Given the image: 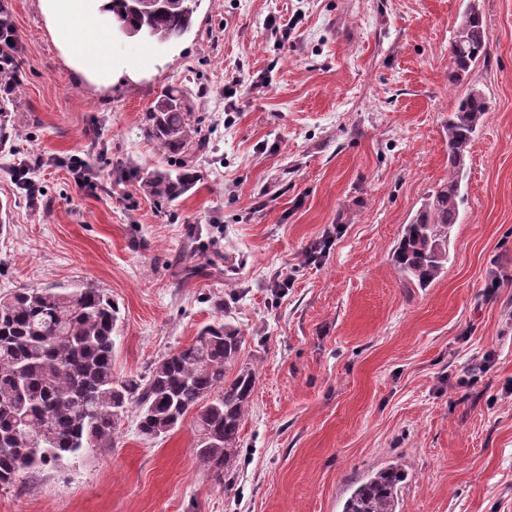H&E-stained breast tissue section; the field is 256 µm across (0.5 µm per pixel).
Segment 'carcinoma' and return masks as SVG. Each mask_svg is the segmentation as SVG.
Returning a JSON list of instances; mask_svg holds the SVG:
<instances>
[{"instance_id":"1","label":"carcinoma","mask_w":512,"mask_h":512,"mask_svg":"<svg viewBox=\"0 0 512 512\" xmlns=\"http://www.w3.org/2000/svg\"><path fill=\"white\" fill-rule=\"evenodd\" d=\"M197 0H154L148 11L138 0H112L119 32L154 45L188 33ZM467 28L453 31L452 83L463 81L486 56L487 34L476 3ZM488 102L471 87L448 115V180L422 198L404 225L395 263L402 276L428 287L447 268L448 240L457 223L467 177L466 158ZM11 113H0V148L12 141ZM143 132L169 157L172 169L148 172L142 191L172 202L201 178L194 151L206 148L202 119L172 87L145 112ZM116 306L102 289L16 288L0 294V486L57 466L86 448H110L112 436L134 404L138 431L147 439L173 432L193 415L196 459L216 478L230 476L240 452V431L258 382V369L239 363L240 330L222 318L151 365L148 375L118 379L113 372ZM405 474L390 464L372 473L346 500L343 512H401L399 486Z\"/></svg>"}]
</instances>
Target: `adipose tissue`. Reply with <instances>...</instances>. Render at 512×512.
I'll use <instances>...</instances> for the list:
<instances>
[{
	"label": "adipose tissue",
	"instance_id": "ef3b65f1",
	"mask_svg": "<svg viewBox=\"0 0 512 512\" xmlns=\"http://www.w3.org/2000/svg\"><path fill=\"white\" fill-rule=\"evenodd\" d=\"M53 39L71 67L88 82L107 87L117 77L136 76V69L112 53L118 27L112 0H40Z\"/></svg>",
	"mask_w": 512,
	"mask_h": 512
}]
</instances>
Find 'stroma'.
Segmentation results:
<instances>
[{
    "label": "stroma",
    "mask_w": 512,
    "mask_h": 512,
    "mask_svg": "<svg viewBox=\"0 0 512 512\" xmlns=\"http://www.w3.org/2000/svg\"><path fill=\"white\" fill-rule=\"evenodd\" d=\"M0 4L20 83L0 95L20 124L0 151V293L104 290L119 378L219 315L259 371L230 480L198 465L191 421L146 439L132 406L111 447L0 488V512H342L392 462L403 512H512V0H480L487 55L464 85L448 79L463 0H199L179 39H115L140 73L107 89L70 67L39 0ZM470 85L489 108L466 201L447 270L416 288L393 251L448 178ZM170 86L208 147L201 181L160 204L140 189L167 167L141 120Z\"/></svg>",
    "instance_id": "obj_1"
}]
</instances>
